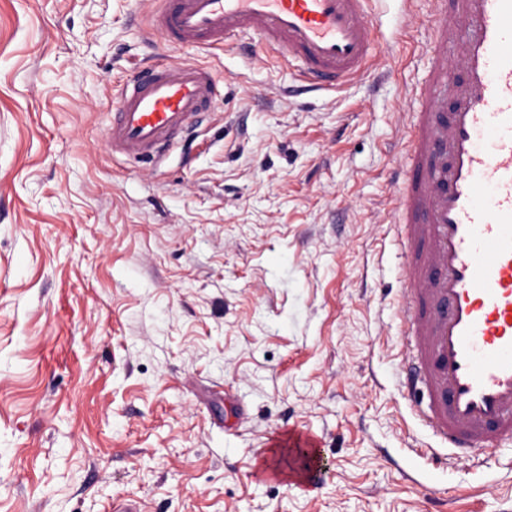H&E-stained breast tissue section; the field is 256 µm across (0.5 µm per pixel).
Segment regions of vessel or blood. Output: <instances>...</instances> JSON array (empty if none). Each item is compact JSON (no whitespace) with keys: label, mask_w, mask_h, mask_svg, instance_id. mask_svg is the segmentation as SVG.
Masks as SVG:
<instances>
[{"label":"vessel or blood","mask_w":512,"mask_h":512,"mask_svg":"<svg viewBox=\"0 0 512 512\" xmlns=\"http://www.w3.org/2000/svg\"><path fill=\"white\" fill-rule=\"evenodd\" d=\"M367 0H159L152 30L177 48L257 41L297 62L315 89L369 73L376 50ZM441 44L460 38V84L439 48L411 115L396 238L409 256L398 309L414 412L442 444L473 454L512 439V0H433ZM211 69L173 61L135 73L115 97L113 150L169 151L215 95ZM445 88L450 112L428 93Z\"/></svg>","instance_id":"b4317fda"}]
</instances>
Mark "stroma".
Listing matches in <instances>:
<instances>
[{
    "instance_id": "obj_1",
    "label": "stroma",
    "mask_w": 512,
    "mask_h": 512,
    "mask_svg": "<svg viewBox=\"0 0 512 512\" xmlns=\"http://www.w3.org/2000/svg\"><path fill=\"white\" fill-rule=\"evenodd\" d=\"M156 6L0 0V512H512V442L456 458L398 384L430 0H368L375 72L319 92L177 51ZM177 55L219 95L159 161L114 152L118 90Z\"/></svg>"
}]
</instances>
